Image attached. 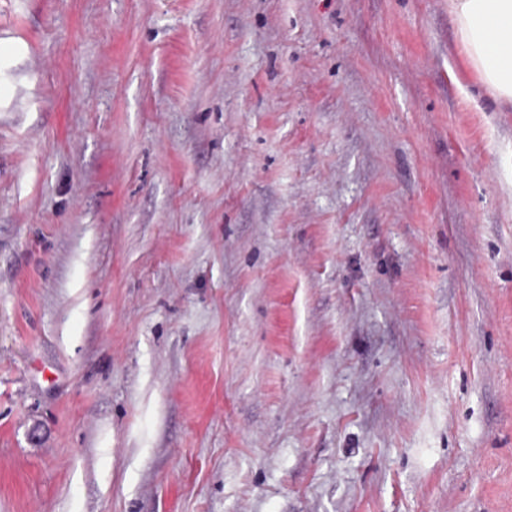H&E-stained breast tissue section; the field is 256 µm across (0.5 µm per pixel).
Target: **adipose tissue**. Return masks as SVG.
<instances>
[{"label":"adipose tissue","instance_id":"adipose-tissue-1","mask_svg":"<svg viewBox=\"0 0 512 512\" xmlns=\"http://www.w3.org/2000/svg\"><path fill=\"white\" fill-rule=\"evenodd\" d=\"M448 10L467 66L497 111L512 112V0H448Z\"/></svg>","mask_w":512,"mask_h":512}]
</instances>
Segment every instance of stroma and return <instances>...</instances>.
Returning a JSON list of instances; mask_svg holds the SVG:
<instances>
[{
	"label": "stroma",
	"instance_id": "1",
	"mask_svg": "<svg viewBox=\"0 0 512 512\" xmlns=\"http://www.w3.org/2000/svg\"><path fill=\"white\" fill-rule=\"evenodd\" d=\"M0 512H512L448 0H0Z\"/></svg>",
	"mask_w": 512,
	"mask_h": 512
}]
</instances>
